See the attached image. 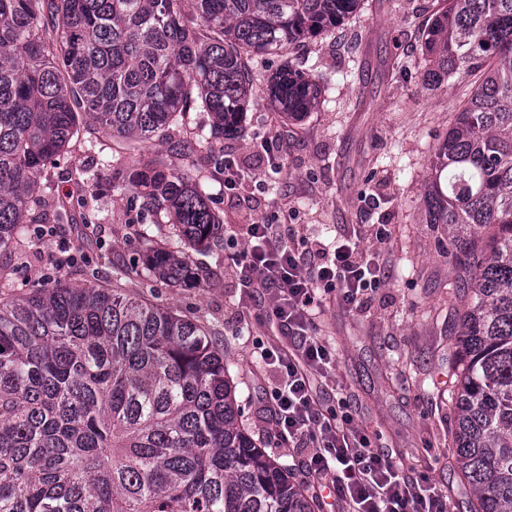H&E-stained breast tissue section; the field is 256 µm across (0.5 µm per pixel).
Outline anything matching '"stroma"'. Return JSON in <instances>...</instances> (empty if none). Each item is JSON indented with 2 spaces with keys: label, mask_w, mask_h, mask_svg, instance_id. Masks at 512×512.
Here are the masks:
<instances>
[{
  "label": "stroma",
  "mask_w": 512,
  "mask_h": 512,
  "mask_svg": "<svg viewBox=\"0 0 512 512\" xmlns=\"http://www.w3.org/2000/svg\"><path fill=\"white\" fill-rule=\"evenodd\" d=\"M437 5L438 0H364L335 34L307 40L281 58L256 60L253 104L242 133L190 156L172 158L171 144L207 124L206 113H189L173 126L170 139L133 149L97 127L84 129L47 169L62 194L71 189L76 169L93 172L78 197L76 223H56L53 200L40 199L36 210L55 234L41 239L26 231L0 253V296L19 298L58 282L108 288L115 265L143 264L146 243L177 248L169 225L158 223L131 188L133 173L150 161L176 162L204 188L226 228L288 224L296 238L308 242L358 232L389 277L357 312L341 308L335 293L324 294L317 332L335 347L336 363L330 379L318 385L319 401L331 407L346 400L356 423L401 471L445 492L452 512H468L446 394L448 283L458 272L440 254L447 225L426 223L421 204L429 158L468 91L464 81L438 90L422 85L423 32ZM284 59L303 61L322 90L315 112L296 124L281 122L266 94L265 76ZM226 159L239 172L229 189ZM375 224L388 225L385 243L372 238ZM143 230L149 240L140 238ZM190 264L204 269L203 283L172 286L151 277L125 290L211 331L232 361L245 423L267 435L260 397L272 373L260 365L256 345L276 348L282 337L259 320L257 298L240 285L239 254L223 238L191 251Z\"/></svg>",
  "instance_id": "35a3bbf8"
}]
</instances>
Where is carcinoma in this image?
I'll use <instances>...</instances> for the list:
<instances>
[{"label": "carcinoma", "instance_id": "1", "mask_svg": "<svg viewBox=\"0 0 512 512\" xmlns=\"http://www.w3.org/2000/svg\"><path fill=\"white\" fill-rule=\"evenodd\" d=\"M424 32L423 81L476 77L429 161L422 204L448 226L470 301L448 345V405L472 512H512V0H442ZM363 0H0V250L25 232L44 170L91 116L112 138L164 137L211 116L176 154L243 130L253 62L329 35ZM284 122L321 89L285 62L267 78ZM196 249L220 234L203 188L174 165L133 184ZM76 220L73 198L56 203ZM144 267L181 282L183 251ZM242 419L227 355L199 321L123 293L58 283L0 298V512H318Z\"/></svg>", "mask_w": 512, "mask_h": 512}]
</instances>
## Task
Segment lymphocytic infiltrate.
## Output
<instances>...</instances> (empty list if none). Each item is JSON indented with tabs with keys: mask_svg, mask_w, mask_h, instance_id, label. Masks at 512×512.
<instances>
[{
	"mask_svg": "<svg viewBox=\"0 0 512 512\" xmlns=\"http://www.w3.org/2000/svg\"><path fill=\"white\" fill-rule=\"evenodd\" d=\"M227 242L241 245L242 286L262 289L264 319L290 345L286 353L258 350L276 375L263 408L277 444L298 449L309 472L332 478L344 512H448L447 497L399 474L391 456L374 448L355 425L345 404L316 407L312 378L328 377L334 362L329 342L316 333L320 289L334 291L342 307L358 311L387 278L359 235L333 246L314 241L300 247L291 225L250 224L243 237L232 234Z\"/></svg>",
	"mask_w": 512,
	"mask_h": 512,
	"instance_id": "1",
	"label": "lymphocytic infiltrate"
}]
</instances>
